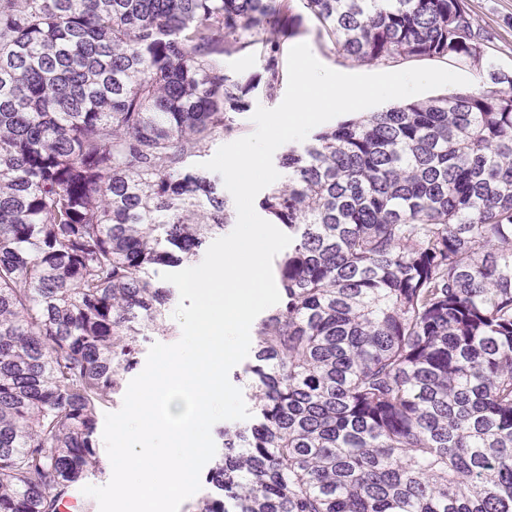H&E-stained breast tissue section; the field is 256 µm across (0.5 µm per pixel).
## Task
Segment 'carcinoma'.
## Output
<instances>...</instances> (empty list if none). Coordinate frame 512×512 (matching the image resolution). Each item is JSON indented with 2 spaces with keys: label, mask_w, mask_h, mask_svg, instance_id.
<instances>
[{
  "label": "carcinoma",
  "mask_w": 512,
  "mask_h": 512,
  "mask_svg": "<svg viewBox=\"0 0 512 512\" xmlns=\"http://www.w3.org/2000/svg\"><path fill=\"white\" fill-rule=\"evenodd\" d=\"M300 7L333 55L475 82L280 156L251 418L190 512H512V71L463 0H0V512H61L100 469L101 410L175 335L160 275L231 224L201 160L279 96ZM224 66L228 72L234 75H247L260 71L257 57L249 54L226 57Z\"/></svg>",
  "instance_id": "carcinoma-1"
}]
</instances>
